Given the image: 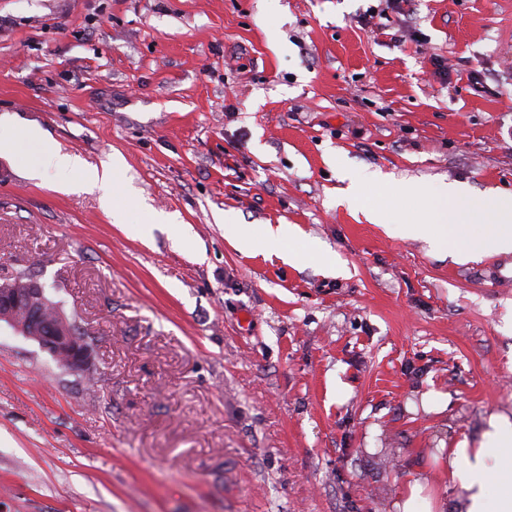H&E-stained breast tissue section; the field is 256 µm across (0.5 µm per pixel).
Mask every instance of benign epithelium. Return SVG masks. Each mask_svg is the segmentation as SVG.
Wrapping results in <instances>:
<instances>
[{
  "label": "benign epithelium",
  "instance_id": "benign-epithelium-1",
  "mask_svg": "<svg viewBox=\"0 0 512 512\" xmlns=\"http://www.w3.org/2000/svg\"><path fill=\"white\" fill-rule=\"evenodd\" d=\"M19 306V292L0 289V322H5L15 331L35 339L40 345L63 357L72 369L84 368L90 351L84 340L75 335L73 327L60 314L49 316L40 305L27 307L25 321L15 317Z\"/></svg>",
  "mask_w": 512,
  "mask_h": 512
}]
</instances>
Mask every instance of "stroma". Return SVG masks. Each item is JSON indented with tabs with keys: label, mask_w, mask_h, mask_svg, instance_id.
I'll return each instance as SVG.
<instances>
[{
	"label": "stroma",
	"mask_w": 512,
	"mask_h": 512,
	"mask_svg": "<svg viewBox=\"0 0 512 512\" xmlns=\"http://www.w3.org/2000/svg\"><path fill=\"white\" fill-rule=\"evenodd\" d=\"M379 4L0 0V116L78 160L0 154V281L36 276L90 349L0 324V512H394L410 472L457 512L433 456L512 416V252L458 264L367 214L512 191V0L382 32ZM117 155L122 225L82 185ZM284 226L286 224H279L274 228L265 224L256 231L243 230L237 238V245L245 253L277 249L285 234Z\"/></svg>",
	"instance_id": "35a3bbf8"
}]
</instances>
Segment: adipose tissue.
I'll use <instances>...</instances> for the list:
<instances>
[{"instance_id":"obj_1","label":"adipose tissue","mask_w":512,"mask_h":512,"mask_svg":"<svg viewBox=\"0 0 512 512\" xmlns=\"http://www.w3.org/2000/svg\"><path fill=\"white\" fill-rule=\"evenodd\" d=\"M24 140L40 151L46 166L64 169L75 159L53 149L35 129L22 132L0 127V151L13 149ZM403 237L426 236L444 242L457 262L465 263L484 248L512 251V192L499 191L474 203L458 190L441 192L427 211L426 219L393 225ZM449 481L462 492L458 512H512V417H492L479 447L460 442L437 457ZM396 512H445L441 499L432 493L426 476L408 475L395 501Z\"/></svg>"}]
</instances>
